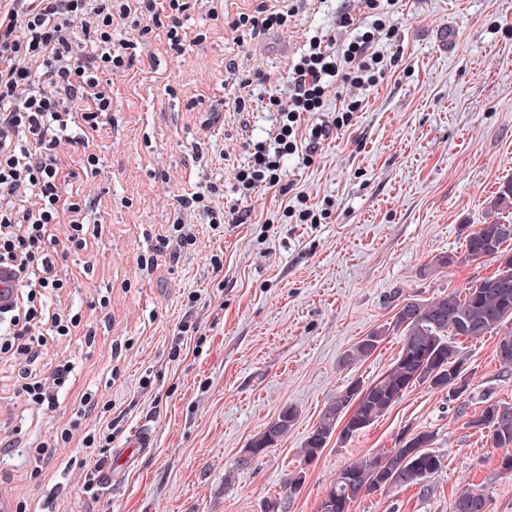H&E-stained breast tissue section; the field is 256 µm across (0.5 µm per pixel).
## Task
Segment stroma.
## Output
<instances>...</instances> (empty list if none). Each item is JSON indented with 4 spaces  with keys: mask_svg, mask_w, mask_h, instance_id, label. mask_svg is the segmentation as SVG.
<instances>
[{
    "mask_svg": "<svg viewBox=\"0 0 512 512\" xmlns=\"http://www.w3.org/2000/svg\"><path fill=\"white\" fill-rule=\"evenodd\" d=\"M286 2L295 8L287 28L241 43L228 23L256 0H197L176 59L163 31L141 41L130 20L115 19L116 36L136 41V59L113 76L112 117L94 138L107 175L81 213L89 247L57 267L82 321L34 364L43 373L70 365L59 407L27 404L17 367L0 362V438L15 443L0 452V500L21 512H264L293 472L303 484L288 512H317L344 466L421 432L432 434L441 470L363 496L350 512H453L466 489L484 494L489 512H512L503 452L472 425L486 404L512 405V370L500 365L494 335L456 340L468 385L460 396L415 386L351 439L332 438L309 462L300 454L332 397L395 361L396 333L367 359L345 355L391 322L398 298L461 292L499 266L466 257L464 240L494 219L491 202L512 179V0H397L392 33L372 46L383 80L366 90L340 81L327 93L329 123L360 101L349 125L312 163L285 158L281 190L243 198L234 185L247 144L274 132L262 97L287 98L289 65L309 38L339 49L376 19L363 0ZM345 15L353 26L342 27ZM202 29L207 39L195 44ZM240 96L251 105L245 118L234 108ZM212 182L223 184L224 206L239 210L241 223L214 230L180 215L177 196ZM301 197L316 223L300 221ZM179 216L195 252L142 267ZM213 254L224 262L216 274ZM192 293L199 300L190 309ZM187 315L199 331L178 336ZM86 392L112 409L83 420L82 433L119 423L104 454L56 437ZM289 406L297 418L288 434L240 466L251 439ZM143 430L152 447L120 457ZM39 447L49 460L36 472ZM102 468L115 470L114 482L86 493V478Z\"/></svg>",
    "mask_w": 512,
    "mask_h": 512,
    "instance_id": "1",
    "label": "stroma"
}]
</instances>
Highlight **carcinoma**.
Wrapping results in <instances>:
<instances>
[{
    "instance_id": "cac0c4a2",
    "label": "carcinoma",
    "mask_w": 512,
    "mask_h": 512,
    "mask_svg": "<svg viewBox=\"0 0 512 512\" xmlns=\"http://www.w3.org/2000/svg\"><path fill=\"white\" fill-rule=\"evenodd\" d=\"M491 207L512 209V180L503 183ZM512 222L494 220L466 235L465 252L472 259L492 257L500 260L494 274L481 277L460 293L450 292L429 301L410 300L396 311L389 326L376 328L362 337L347 354V359L370 357L389 332L403 338L392 367L380 379L362 386L354 383L331 399L321 412L300 454L306 461L315 459L333 435L347 440L372 425L391 410L415 385L448 392L454 397L466 390L467 380L455 347L448 338L479 340L512 324ZM497 356L502 366L512 368V331L499 341ZM296 411L288 407L269 423L249 444L259 458L276 445L292 427ZM488 430L493 448H512V406L487 404L471 421ZM432 435L420 432L384 457H372L343 467L331 483L318 512H350L358 497L381 488L416 484L438 472L440 458L429 450ZM302 475L286 478L285 495L267 502L265 512H288L291 499L300 490ZM487 500L465 490L456 496L454 512H482Z\"/></svg>"
}]
</instances>
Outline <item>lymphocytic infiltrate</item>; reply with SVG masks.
<instances>
[{
    "label": "lymphocytic infiltrate",
    "instance_id": "f902f5d3",
    "mask_svg": "<svg viewBox=\"0 0 512 512\" xmlns=\"http://www.w3.org/2000/svg\"><path fill=\"white\" fill-rule=\"evenodd\" d=\"M0 11V263L19 275L21 301L0 331V354L19 364L20 394L52 410L70 374L60 364L50 376L33 379L31 366L48 337L70 335L76 314L45 317L47 296H60L70 283L55 273L68 253L88 248L85 226L77 219L86 197L75 184L103 168L90 142L109 118L112 91L105 79L126 71L135 44L114 40L113 16L127 13V0H5ZM191 0H137L132 22L139 36L165 29L174 56L184 52L181 32ZM294 12L270 9L258 0L252 13L230 22L233 32L252 38L287 27ZM370 32L339 51L310 39L289 68L291 93L269 96L265 107L276 115L268 141L253 145L247 166L236 174L240 195L279 186L286 157L304 151L313 158L333 132L326 123L301 133L303 115H316L326 94L342 79L371 87L379 81L380 58Z\"/></svg>",
    "mask_w": 512,
    "mask_h": 512
}]
</instances>
